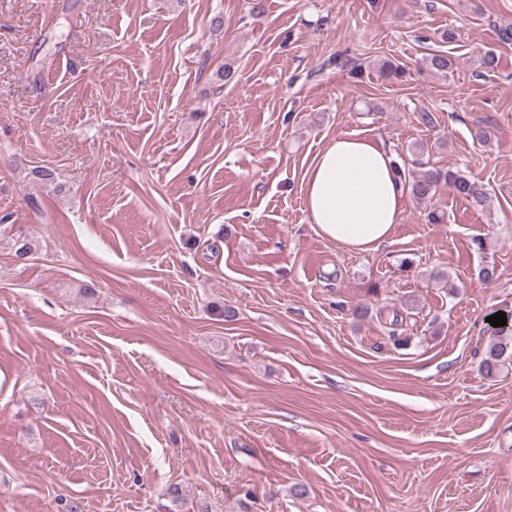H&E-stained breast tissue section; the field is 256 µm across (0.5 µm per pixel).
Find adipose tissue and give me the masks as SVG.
I'll return each instance as SVG.
<instances>
[{
  "instance_id": "obj_1",
  "label": "adipose tissue",
  "mask_w": 512,
  "mask_h": 512,
  "mask_svg": "<svg viewBox=\"0 0 512 512\" xmlns=\"http://www.w3.org/2000/svg\"><path fill=\"white\" fill-rule=\"evenodd\" d=\"M382 144L341 136L318 154L304 181L308 215L317 232L354 252L388 242L405 207V192Z\"/></svg>"
}]
</instances>
